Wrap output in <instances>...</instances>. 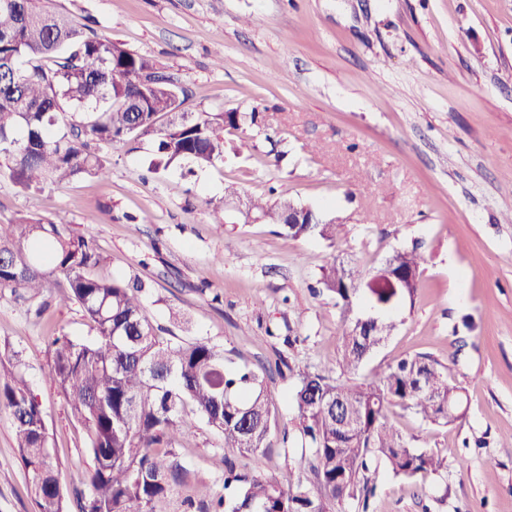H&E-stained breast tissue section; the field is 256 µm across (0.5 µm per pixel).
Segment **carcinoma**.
I'll list each match as a JSON object with an SVG mask.
<instances>
[{"instance_id": "carcinoma-1", "label": "carcinoma", "mask_w": 512, "mask_h": 512, "mask_svg": "<svg viewBox=\"0 0 512 512\" xmlns=\"http://www.w3.org/2000/svg\"><path fill=\"white\" fill-rule=\"evenodd\" d=\"M187 90L149 57L36 0H0V172L23 190L79 174L102 176L90 145L151 137L152 168L184 162L205 168L224 160V131L247 122L240 112L192 116ZM293 201H249L280 234L336 240L334 224H290ZM104 258L89 234L68 224L19 215L0 224V290L40 294L47 280L66 281L64 304H78L96 336L51 343L52 383L87 431L93 468L77 512H172L174 488L187 474L176 445L198 421L224 437V495L215 512H335L357 499L367 512L382 463L395 477L439 474L446 458L412 447L389 422L398 406L430 424L461 416L458 388L435 360L406 356L363 381L348 378L392 335L385 312L413 300L425 258L396 252L368 280L332 262L318 285L336 298L343 321L340 372L304 373L292 395L312 474L283 486L263 469L272 427L267 375L226 361L202 339L174 344L143 314L141 280L99 273ZM0 407L8 409L38 512H67L40 404L15 364L0 361ZM253 457L250 472L232 454Z\"/></svg>"}]
</instances>
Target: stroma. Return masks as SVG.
Here are the masks:
<instances>
[{
	"label": "stroma",
	"mask_w": 512,
	"mask_h": 512,
	"mask_svg": "<svg viewBox=\"0 0 512 512\" xmlns=\"http://www.w3.org/2000/svg\"><path fill=\"white\" fill-rule=\"evenodd\" d=\"M152 57L188 88L189 112L255 113L222 162L148 170L153 141L104 147L106 177L25 191L0 173V224L27 213L92 235L103 275L150 283L144 314L172 342L203 339L267 369L275 424L266 474L306 479L291 396L303 371L336 369L342 318L311 285L332 259L370 277L421 243L420 289L368 366L408 355L448 369L464 416L443 426L391 408L411 446L447 468L416 480L377 466L368 507L340 512H512V0H45ZM288 196L335 221V242L289 239L226 208ZM0 291V358L19 362L44 410L59 478L84 488L86 430L52 384L48 341L95 335L78 305ZM174 501L223 494L222 435L197 424L179 447ZM0 512H36L0 407Z\"/></svg>",
	"instance_id": "35a3bbf8"
}]
</instances>
